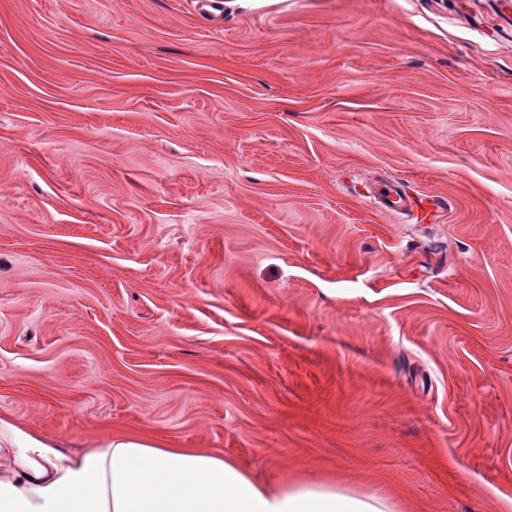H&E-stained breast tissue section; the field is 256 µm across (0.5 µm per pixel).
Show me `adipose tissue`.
<instances>
[{
	"label": "adipose tissue",
	"instance_id": "ef3b65f1",
	"mask_svg": "<svg viewBox=\"0 0 512 512\" xmlns=\"http://www.w3.org/2000/svg\"><path fill=\"white\" fill-rule=\"evenodd\" d=\"M0 512H392L359 493L299 474L277 487L207 448H165L115 435L70 453L0 419Z\"/></svg>",
	"mask_w": 512,
	"mask_h": 512
}]
</instances>
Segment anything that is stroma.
I'll list each match as a JSON object with an SVG mask.
<instances>
[{"instance_id": "obj_1", "label": "stroma", "mask_w": 512, "mask_h": 512, "mask_svg": "<svg viewBox=\"0 0 512 512\" xmlns=\"http://www.w3.org/2000/svg\"><path fill=\"white\" fill-rule=\"evenodd\" d=\"M0 417L512 512V0H0ZM375 197L382 206L388 209H403L407 205L406 199L396 185L390 182H379L375 186Z\"/></svg>"}]
</instances>
